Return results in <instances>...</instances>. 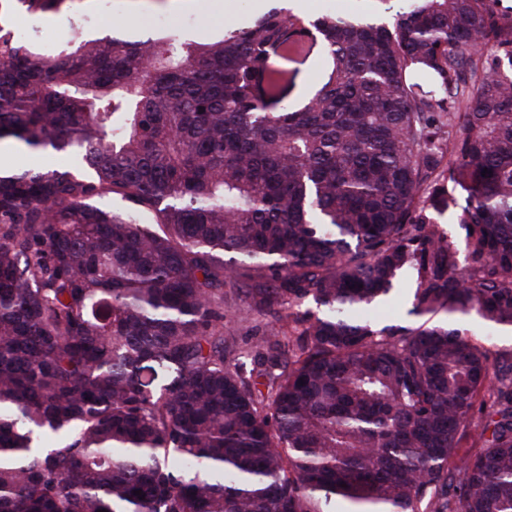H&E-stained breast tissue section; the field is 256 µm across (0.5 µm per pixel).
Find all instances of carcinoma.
<instances>
[{"mask_svg":"<svg viewBox=\"0 0 512 512\" xmlns=\"http://www.w3.org/2000/svg\"><path fill=\"white\" fill-rule=\"evenodd\" d=\"M376 2L55 55L0 25V512H512V350L466 322L512 327V15ZM408 270L428 319L379 324ZM326 49L323 43L318 40L317 45L313 48L310 57L302 62L300 58L297 63L290 64V68L297 69L298 73L295 78V87L288 93L285 102L297 105L303 101L305 94L316 88L323 59ZM470 329L473 339L484 343L485 347L492 354L498 350L512 348V330L511 332L509 329L506 330V333L511 336H500L501 328L474 319L470 321Z\"/></svg>","mask_w":512,"mask_h":512,"instance_id":"carcinoma-1","label":"carcinoma"}]
</instances>
